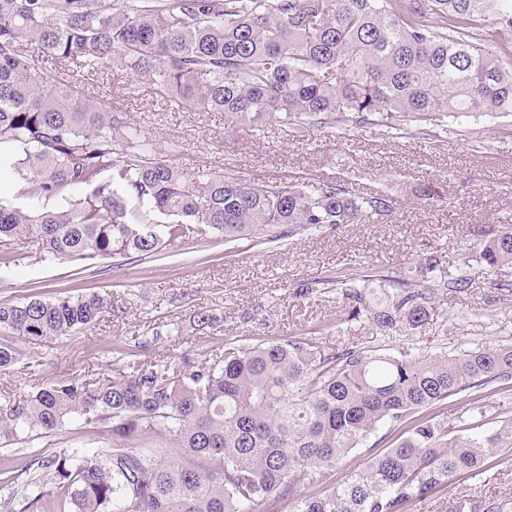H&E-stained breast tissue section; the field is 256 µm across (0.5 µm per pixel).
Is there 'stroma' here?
I'll return each instance as SVG.
<instances>
[{
    "mask_svg": "<svg viewBox=\"0 0 512 512\" xmlns=\"http://www.w3.org/2000/svg\"><path fill=\"white\" fill-rule=\"evenodd\" d=\"M47 71L68 73L80 94L106 97L122 120L152 138L160 155L171 157L185 172L212 170L244 184L340 182L363 195L387 192L388 212L355 224L299 235L279 243L219 238L188 239L162 255L139 260L101 259L77 265L42 260L27 239L0 242V303L39 293L48 297L99 292L111 296L112 310L97 324L49 343L18 340L24 358L0 375V391L24 395L35 387L90 374H108L120 366L153 324L176 323L182 336L153 347L155 357L178 359L183 353L205 355L223 347L225 338L255 344L294 335L327 323V345H336L334 323L342 306L335 292L315 290L316 281L336 272L373 267L416 265L424 255L442 254L460 265L478 230L512 225V115H474L447 129L415 134L413 127L393 132L378 123L350 130L322 128L306 138L292 137L283 125H233L223 113L189 104L157 103L126 72L102 64L77 69L71 63L47 64ZM512 266L476 274L466 294L437 303L425 324L409 335L375 336L382 349L416 347L425 353L453 349L480 339L512 342ZM308 285V297L295 295ZM264 308L267 322L249 319ZM223 318L219 329L196 330L195 312ZM171 442L161 435L116 439L103 428L81 420L49 436L12 445L0 444V472H10L13 486L0 483V512H19V489L31 449L54 455L73 449L99 451L125 447L165 455ZM485 475L460 477L406 512H458L464 499L512 500V452L496 457Z\"/></svg>",
    "mask_w": 512,
    "mask_h": 512,
    "instance_id": "obj_1",
    "label": "stroma"
}]
</instances>
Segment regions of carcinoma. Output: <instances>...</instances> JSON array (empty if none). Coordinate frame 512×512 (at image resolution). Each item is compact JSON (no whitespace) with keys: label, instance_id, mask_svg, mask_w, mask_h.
<instances>
[{"label":"carcinoma","instance_id":"1","mask_svg":"<svg viewBox=\"0 0 512 512\" xmlns=\"http://www.w3.org/2000/svg\"><path fill=\"white\" fill-rule=\"evenodd\" d=\"M49 59L109 63L159 101L235 124L276 120L294 134L372 118L395 130L437 126L512 114V0H0V172L43 202L22 211L0 201V240L31 239L50 262L130 260L209 236L275 242L387 212L391 199L336 183L188 174L107 101L41 72ZM474 249L488 272L512 265V226ZM471 269L431 253L410 270L338 272L326 285L343 298L339 323L396 335L426 321L436 298L456 300ZM111 307L97 292L0 303V334L40 344ZM327 327L0 393L6 442L75 419L176 442L163 459L121 448L36 453L27 467L37 493L23 496L22 512H254L283 500L289 512H404L512 450V416L484 428L490 400L512 396V343L383 352L368 341L329 347ZM179 335L159 324L138 348ZM22 359L0 343V373ZM458 395L467 410L450 414ZM385 424L399 432L395 446L339 484L317 480Z\"/></svg>","mask_w":512,"mask_h":512}]
</instances>
